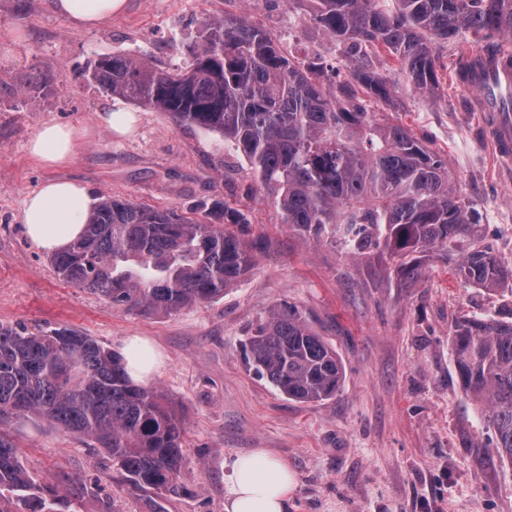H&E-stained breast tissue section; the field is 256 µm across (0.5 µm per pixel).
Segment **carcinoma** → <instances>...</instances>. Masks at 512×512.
Instances as JSON below:
<instances>
[{
  "label": "carcinoma",
  "mask_w": 512,
  "mask_h": 512,
  "mask_svg": "<svg viewBox=\"0 0 512 512\" xmlns=\"http://www.w3.org/2000/svg\"><path fill=\"white\" fill-rule=\"evenodd\" d=\"M317 26L342 45L351 79L324 83L315 57H289L265 29L226 14L203 21L185 72L148 56L106 54L87 80L108 95L169 112L180 124L224 137L274 197L285 223L368 255L384 244L403 282L417 280L426 253L462 248L457 277L487 291L512 290V267L476 244L479 213L448 176V162L401 124L376 119L372 104L390 88L368 48L385 47L416 90L437 84L433 42L460 35L487 40L459 64L463 82L495 62L512 36V0H312ZM247 215L216 200L192 220L102 195L81 238L53 256L67 282L112 307L171 315L224 296L253 264ZM452 349L463 390L482 407L499 457L512 461V323L463 317ZM247 364L289 399L311 403L339 392V354L291 303L270 310L244 341ZM43 418L105 449L120 483L143 494H188L179 482L182 418L157 391L133 382L121 357L69 328L31 333L0 328V512H45L44 488L4 431Z\"/></svg>",
  "instance_id": "obj_1"
}]
</instances>
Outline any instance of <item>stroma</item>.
I'll return each mask as SVG.
<instances>
[{"label": "stroma", "mask_w": 512, "mask_h": 512, "mask_svg": "<svg viewBox=\"0 0 512 512\" xmlns=\"http://www.w3.org/2000/svg\"><path fill=\"white\" fill-rule=\"evenodd\" d=\"M22 1L0 0V326L71 328L115 352L130 336L152 342L163 363L149 385L182 416L180 481L191 489L168 499L167 512H224L230 460L257 449L296 475L291 512H512V462L490 447L451 353L460 317L512 322V293L461 280L438 254L405 284L387 248L355 256L296 231L222 136L169 113L130 104L139 121L126 137L98 120L114 103L82 77L98 57L147 54L163 68L187 69L203 20L224 12L287 39L295 56L319 58L326 81L347 80L339 46L311 19V0H127L122 14L97 28L77 27L52 0H26V9ZM477 49L468 36L435 45L439 85L429 93L410 89L399 62L376 49L372 63L394 89L376 112L447 160L450 179L481 215V238L512 266L511 164L456 73L460 55ZM31 77L44 89L34 106L13 95ZM48 122L85 131L67 167H43L27 152ZM53 178L95 197L190 217L223 199L247 214L248 237L264 247L223 298L168 316L116 309L63 280L26 233L23 201ZM285 301L309 316L343 361V384L331 399L290 400L244 359L245 336ZM9 434L24 465L56 489L53 512H89L95 496L111 512H146L92 441L45 420L15 422Z\"/></svg>", "instance_id": "1"}]
</instances>
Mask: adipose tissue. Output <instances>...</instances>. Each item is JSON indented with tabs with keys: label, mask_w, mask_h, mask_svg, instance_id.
<instances>
[{
	"label": "adipose tissue",
	"mask_w": 512,
	"mask_h": 512,
	"mask_svg": "<svg viewBox=\"0 0 512 512\" xmlns=\"http://www.w3.org/2000/svg\"><path fill=\"white\" fill-rule=\"evenodd\" d=\"M55 11L84 26H94L120 13L126 0H53ZM79 132L71 126L44 124L30 140L28 151L48 167L68 165ZM94 199L81 184L65 179L45 182L27 196L23 222L30 238L43 250L55 253L66 248L84 231ZM122 356L134 381L148 380L157 352L144 337H128ZM297 489L295 476L281 460L257 450L236 457L230 464L225 512H288Z\"/></svg>",
	"instance_id": "obj_1"
}]
</instances>
